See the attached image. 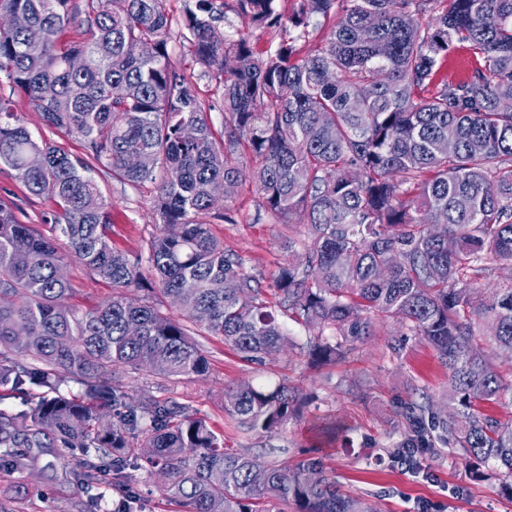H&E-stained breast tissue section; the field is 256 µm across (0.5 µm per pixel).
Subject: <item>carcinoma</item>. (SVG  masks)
Instances as JSON below:
<instances>
[{
  "label": "carcinoma",
  "mask_w": 512,
  "mask_h": 512,
  "mask_svg": "<svg viewBox=\"0 0 512 512\" xmlns=\"http://www.w3.org/2000/svg\"><path fill=\"white\" fill-rule=\"evenodd\" d=\"M222 8L194 0L176 32L166 0H83L80 31L69 37L73 0H0V16L22 14L43 35L33 44L28 31L0 23V79L84 148L80 156L33 137L0 96V165L53 199L42 223L70 250L0 198V388L39 389L28 408L0 409V471L22 479L33 449L78 448L76 482L121 488L146 467L184 512H374L326 475L322 457L262 463L224 447L175 401L128 397L113 374L205 375L209 359L192 329L257 360L291 344L282 315L308 330L302 350L318 367L373 335L381 314L399 324L394 354L421 336L448 368L446 402L405 407L407 434L392 458L438 440L476 476L477 465H496L512 499V420L485 412L512 407V379L477 349L487 338L512 351V282L489 301L473 286L490 262H512V110L501 108L512 101V0H294L288 16L279 0H235L251 29L236 39L216 26ZM317 17L328 38L304 54ZM257 30L279 31L278 46L258 51ZM174 36L196 69L172 61ZM456 44L471 63L450 81L441 69ZM72 56L83 69L67 68ZM202 77L224 107L219 130L196 88ZM186 126L194 138L183 137ZM93 161L132 186L157 184L148 275L112 248ZM246 178L260 209L300 212L309 229L302 260L284 264L268 291L207 221L235 223L229 201ZM70 257L112 285L108 301L85 311L68 304L73 288L58 270ZM133 290L147 300L129 299ZM158 295L181 307L183 321ZM69 379L89 384L88 400L61 392ZM296 412L281 385L224 394V413L246 432L271 437Z\"/></svg>",
  "instance_id": "cac0c4a2"
}]
</instances>
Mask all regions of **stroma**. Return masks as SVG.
<instances>
[{"mask_svg":"<svg viewBox=\"0 0 512 512\" xmlns=\"http://www.w3.org/2000/svg\"><path fill=\"white\" fill-rule=\"evenodd\" d=\"M93 176L112 213L113 247L133 257H147L148 242L159 222L154 187L131 186L99 168ZM1 189L8 200L20 205L18 217L23 223L39 225L43 234L52 235L51 225L41 221L43 213L54 210L52 199L31 195L4 165H0ZM232 205L234 223L212 221L211 231L226 251L240 257L246 272L271 284L288 260L289 240H306L305 219L297 213L283 221L260 210L256 187L248 180L236 188ZM64 270L74 287L69 299L72 307L86 310L111 297V285L75 259H67ZM290 329L293 347L266 356L259 364L243 361L219 338L202 336L198 343L210 362L206 376L162 386L122 370L116 376L131 397L149 393L183 404L223 434L225 447L248 450L265 462L273 460L277 448L287 449L290 457L300 456L315 443L319 426L342 422L349 429L347 442L323 451L328 474L346 492L369 499L377 512H417L425 502L433 512H512V502L501 496V478L493 468L484 467L483 478L473 479L444 445L417 455L411 469L391 458L405 431L401 404L424 394L439 405L448 391V371L424 339L410 337L401 354H393L388 343L396 325L380 323L374 336L357 344L345 359L312 370L299 350L304 328L294 323ZM280 383L287 384L304 407L301 417L274 437L243 433L225 414L228 390L244 384L271 388ZM37 454L34 469L18 486L0 475V491H6L12 512H81L87 491L71 478L82 459L80 452L41 448ZM130 488L142 512H181L166 499L160 480L149 471H134Z\"/></svg>","mask_w":512,"mask_h":512,"instance_id":"stroma-1","label":"stroma"}]
</instances>
